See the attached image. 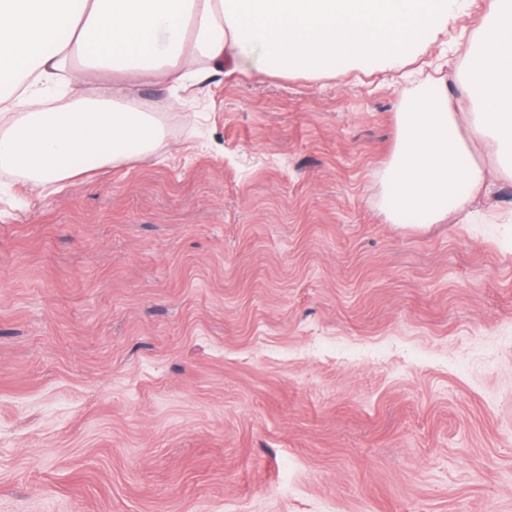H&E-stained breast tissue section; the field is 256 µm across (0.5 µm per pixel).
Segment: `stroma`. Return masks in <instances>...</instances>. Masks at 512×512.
<instances>
[{
    "label": "stroma",
    "instance_id": "35a3bbf8",
    "mask_svg": "<svg viewBox=\"0 0 512 512\" xmlns=\"http://www.w3.org/2000/svg\"><path fill=\"white\" fill-rule=\"evenodd\" d=\"M387 70L143 81L153 157L60 192L0 169V512H512V178L381 209L440 49Z\"/></svg>",
    "mask_w": 512,
    "mask_h": 512
}]
</instances>
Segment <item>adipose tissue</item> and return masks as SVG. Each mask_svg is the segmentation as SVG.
Returning a JSON list of instances; mask_svg holds the SVG:
<instances>
[{
    "mask_svg": "<svg viewBox=\"0 0 512 512\" xmlns=\"http://www.w3.org/2000/svg\"><path fill=\"white\" fill-rule=\"evenodd\" d=\"M453 0H0V167L32 187L61 184L89 156L120 163L152 151L150 104L104 72L205 78L245 49L262 72L322 71L336 62L386 67L430 44ZM478 49L467 52L478 105L458 118L433 82L398 122L384 175L392 222L429 224L464 210L486 170L460 133L490 139L496 171L512 176V0H493Z\"/></svg>",
    "mask_w": 512,
    "mask_h": 512,
    "instance_id": "adipose-tissue-1",
    "label": "adipose tissue"
}]
</instances>
